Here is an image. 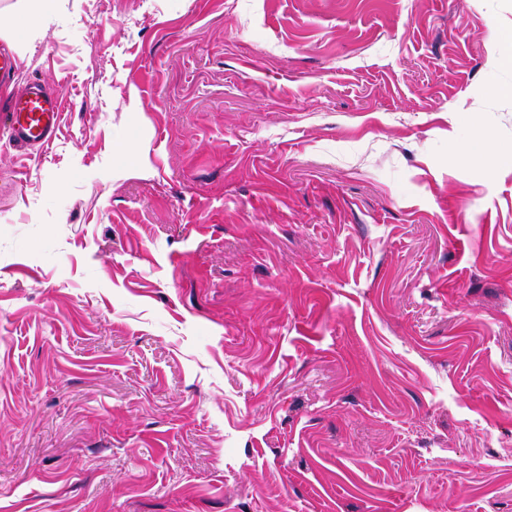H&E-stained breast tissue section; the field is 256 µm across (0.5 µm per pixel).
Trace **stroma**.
<instances>
[{
    "mask_svg": "<svg viewBox=\"0 0 512 512\" xmlns=\"http://www.w3.org/2000/svg\"><path fill=\"white\" fill-rule=\"evenodd\" d=\"M0 12V512H512V0ZM62 96L31 80L8 100L0 113V127L10 142L20 148L41 150L55 138L59 125Z\"/></svg>",
    "mask_w": 512,
    "mask_h": 512,
    "instance_id": "obj_1",
    "label": "stroma"
}]
</instances>
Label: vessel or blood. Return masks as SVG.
<instances>
[{
    "label": "vessel or blood",
    "instance_id": "b4317fda",
    "mask_svg": "<svg viewBox=\"0 0 512 512\" xmlns=\"http://www.w3.org/2000/svg\"><path fill=\"white\" fill-rule=\"evenodd\" d=\"M61 105L60 93L46 89L38 81H29L0 112V128L8 132L10 142L17 147L44 149L56 136Z\"/></svg>",
    "mask_w": 512,
    "mask_h": 512
}]
</instances>
